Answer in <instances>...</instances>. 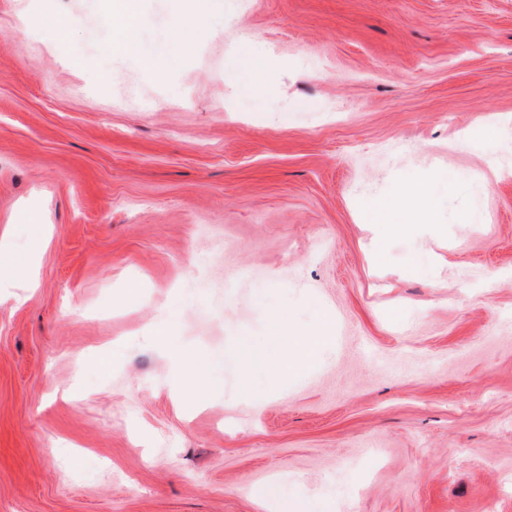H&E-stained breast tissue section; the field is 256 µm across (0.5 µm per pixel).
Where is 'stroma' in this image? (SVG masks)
<instances>
[{
	"instance_id": "35a3bbf8",
	"label": "stroma",
	"mask_w": 512,
	"mask_h": 512,
	"mask_svg": "<svg viewBox=\"0 0 512 512\" xmlns=\"http://www.w3.org/2000/svg\"><path fill=\"white\" fill-rule=\"evenodd\" d=\"M111 37L96 0H0V512H261L271 479L512 512V0H218L197 40L143 0L139 52ZM415 179L431 223L374 251L367 203ZM323 311L278 378L279 314ZM332 321L327 314H322L317 325L306 331L290 330L293 334L288 336V317L279 319V329L287 338L286 351L281 355L278 363L280 376L288 377L299 365H312L319 357L323 347L330 339ZM298 333V334H294ZM174 323L170 320H162L156 323L150 330L152 340L166 348L169 360L173 363L183 364L184 356L181 346L172 335Z\"/></svg>"
}]
</instances>
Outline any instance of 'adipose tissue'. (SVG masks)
I'll return each mask as SVG.
<instances>
[{
	"label": "adipose tissue",
	"mask_w": 512,
	"mask_h": 512,
	"mask_svg": "<svg viewBox=\"0 0 512 512\" xmlns=\"http://www.w3.org/2000/svg\"><path fill=\"white\" fill-rule=\"evenodd\" d=\"M98 14L112 31L110 51L123 53L135 48L133 34L143 19L140 0H99ZM434 206L435 200L425 186H402L391 197L370 201L367 216L381 238L407 236L416 225L431 221ZM331 326L330 317L324 314L313 329L293 334L287 318H280L279 329L288 335L278 363L280 376L290 375L298 366L314 364L329 339Z\"/></svg>",
	"instance_id": "ef3b65f1"
}]
</instances>
